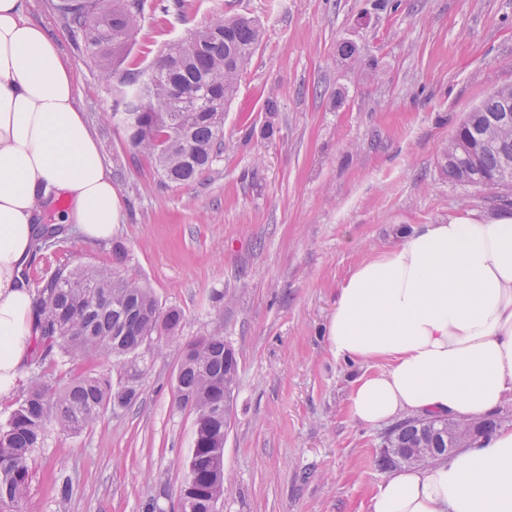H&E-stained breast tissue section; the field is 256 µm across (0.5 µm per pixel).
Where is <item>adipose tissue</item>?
<instances>
[{"label":"adipose tissue","instance_id":"obj_1","mask_svg":"<svg viewBox=\"0 0 512 512\" xmlns=\"http://www.w3.org/2000/svg\"><path fill=\"white\" fill-rule=\"evenodd\" d=\"M61 223L111 238L120 200L75 102V73L24 0H0V397L26 364L38 313L23 277L49 194ZM336 357L362 365L350 415L469 421L512 403V216L413 224L336 292ZM371 512H512V427L426 468L395 470Z\"/></svg>","mask_w":512,"mask_h":512}]
</instances>
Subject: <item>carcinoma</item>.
<instances>
[{
    "mask_svg": "<svg viewBox=\"0 0 512 512\" xmlns=\"http://www.w3.org/2000/svg\"><path fill=\"white\" fill-rule=\"evenodd\" d=\"M148 0H60L77 47L99 72L112 79L132 48ZM261 38L247 17L215 16L207 25L169 42L150 63L120 81L109 117L122 126L128 146L146 158L171 184L191 182L212 169L224 143V109L237 91L246 63ZM512 86L495 90L457 128L443 153L448 178L473 186L507 181L500 156L480 153L481 139L512 147V123L490 122ZM64 228L42 225L36 251L51 246ZM125 247L112 246V267H59L34 280L39 312L37 356L25 389L8 406L0 423V512H23L32 479L30 461L52 431L79 434L99 415L133 406L146 372L142 350L181 326L183 314L161 307L151 289L121 272ZM82 358L120 367L72 375L63 385L46 379V369ZM238 360L224 336H201L183 350L174 404L194 414V442L179 491L184 512H213L224 498L226 477L217 469L223 449L224 417L231 416ZM448 420L410 416L393 426L402 448L423 441L446 446Z\"/></svg>",
    "mask_w": 512,
    "mask_h": 512,
    "instance_id": "cac0c4a2",
    "label": "carcinoma"
}]
</instances>
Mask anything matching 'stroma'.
Segmentation results:
<instances>
[{
    "label": "stroma",
    "mask_w": 512,
    "mask_h": 512,
    "mask_svg": "<svg viewBox=\"0 0 512 512\" xmlns=\"http://www.w3.org/2000/svg\"><path fill=\"white\" fill-rule=\"evenodd\" d=\"M55 2L26 0L27 14L76 69L77 105L121 208L112 241L67 229L24 276L111 265L118 241L125 273L184 320L146 350L135 405L81 434L51 433L31 462L25 512H179L194 417L173 406L176 373L184 347L218 328L239 362L220 512H370L387 477L376 465L385 428L347 412L360 367L329 344L336 290L399 226L503 213L491 191L448 178L442 151L460 118L512 85V0H186L180 13L150 0L123 64L132 72L220 12L262 32L219 161L184 185L164 183L107 119L113 85ZM345 42L354 55H341Z\"/></svg>",
    "instance_id": "stroma-1"
}]
</instances>
